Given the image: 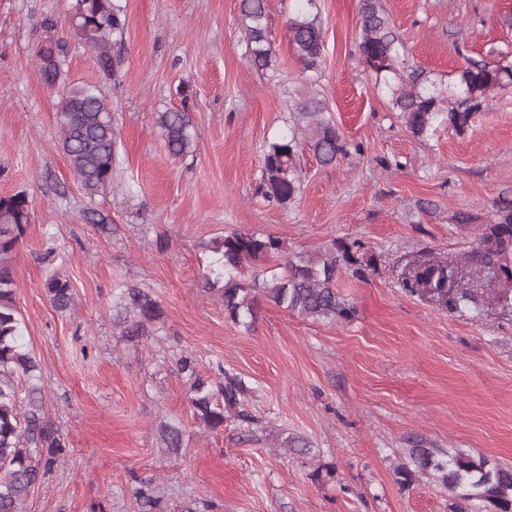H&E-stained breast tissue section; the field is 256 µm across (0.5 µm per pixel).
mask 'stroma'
Here are the masks:
<instances>
[{
  "label": "stroma",
  "instance_id": "obj_1",
  "mask_svg": "<svg viewBox=\"0 0 512 512\" xmlns=\"http://www.w3.org/2000/svg\"><path fill=\"white\" fill-rule=\"evenodd\" d=\"M240 0H121L126 26L105 74L72 27L74 0H0V195L25 193L31 223L15 264V302L42 368L44 411L70 452L24 512H138V479H154L161 512H474L427 479L401 483L412 448L481 454L512 466V287L463 273L474 292L457 313L411 294L407 265L454 258L512 194V87L471 126L413 137L357 52L358 0H320L323 60L307 71L291 48L292 0H266L275 62L246 56ZM410 62L435 76L466 57L512 52V0H384ZM65 44V82L98 85L118 143L112 180L87 195L58 145L60 100L36 69L46 40ZM325 103L348 152L320 165L298 148L300 192L287 205L256 188L266 141L287 132L294 104ZM188 108L193 154L173 158L158 113ZM469 223H459L460 214ZM233 231L271 234L289 251L362 245L366 278L336 281L350 318L312 320L261 302L235 324L200 286L202 245ZM53 245L56 258L40 255ZM67 277L75 303L56 311L40 288ZM144 289L164 316L119 336V286ZM202 375L241 377L224 427L200 425L180 356ZM183 430L163 447L161 425ZM300 437L312 452L285 449Z\"/></svg>",
  "mask_w": 512,
  "mask_h": 512
}]
</instances>
